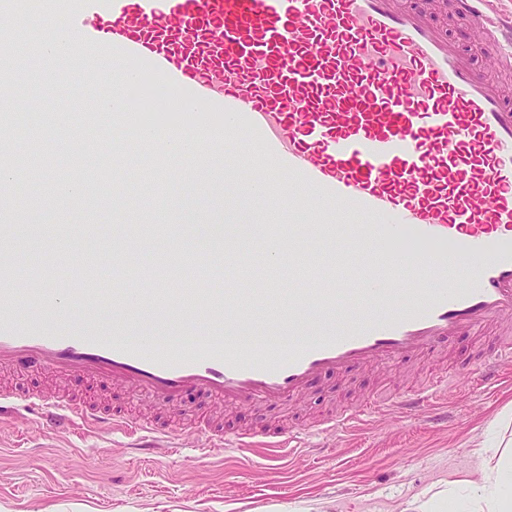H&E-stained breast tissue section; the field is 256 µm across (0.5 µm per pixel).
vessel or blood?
<instances>
[{
  "mask_svg": "<svg viewBox=\"0 0 512 512\" xmlns=\"http://www.w3.org/2000/svg\"><path fill=\"white\" fill-rule=\"evenodd\" d=\"M0 0V173H14L10 144L21 113H46L52 99L112 115V178L100 183L125 244L159 218L174 220L167 188L184 167L199 173L224 206L227 289L178 303L113 277L112 301L83 289L62 326L8 318L20 297L14 264H0V408L23 403L46 429L81 420L107 431L136 422L135 445L148 450L193 446L265 450L314 434L342 439L379 418L446 420L447 379L404 394L351 403L315 425L285 432L225 434L221 414L187 428L159 421L192 393L224 403L298 402L322 374L408 362L435 352L448 334L482 336L476 383L495 388L512 367V92L470 58L473 34L485 37L512 67V13L493 0H449L460 25L444 28L413 0ZM45 49L66 39L80 63L79 83L59 67L39 88L15 85L18 59L32 49L25 27ZM155 78L173 104L146 111L137 89ZM153 150L149 172L127 166L129 144ZM185 149L172 163L175 149ZM224 176L212 179L215 168ZM139 183L152 205L137 209L128 186ZM255 199L251 220L267 238L310 245L297 263L241 246L242 198ZM50 195L0 193V241L14 242L19 208L54 218ZM310 271L305 288L249 282L256 264ZM338 287H331V279ZM153 305L149 335H132L129 299ZM110 306L112 327L78 321L86 308ZM209 313L201 349L164 344L172 322ZM288 337L286 352H248L250 326ZM39 374L43 388L21 392L12 375ZM102 383L148 396L152 412L131 419L68 380Z\"/></svg>",
  "mask_w": 512,
  "mask_h": 512,
  "instance_id": "b4317fda",
  "label": "vessel or blood"
}]
</instances>
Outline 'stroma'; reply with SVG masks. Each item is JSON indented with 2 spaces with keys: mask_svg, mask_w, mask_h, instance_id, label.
I'll list each match as a JSON object with an SVG mask.
<instances>
[{
  "mask_svg": "<svg viewBox=\"0 0 512 512\" xmlns=\"http://www.w3.org/2000/svg\"><path fill=\"white\" fill-rule=\"evenodd\" d=\"M77 146L74 127L56 137L40 115L22 114L14 145L20 162L49 155L54 166L44 170L40 181L19 179L14 194L53 191ZM185 187L194 191L198 224L223 229V208L205 193L194 173H186L172 187V197H179ZM57 207L63 213L60 222L34 227L24 217L18 223L28 232L18 247L33 265L61 252L67 268L63 277L46 281L18 272L23 302L13 316L21 322H49V301L65 302L66 291L82 289L78 270L85 255L98 250L90 244L62 251L60 236H80L86 224L65 202ZM149 237V251L127 249L129 269L146 274L174 261L175 251L189 254L199 246L197 240L173 235L168 224L153 225ZM483 346L480 337L459 336L444 344L442 360L425 357L327 374L302 396L301 417L320 418L332 406L367 398L384 385L400 393L437 374L455 377L458 385L448 391L446 423L378 419L346 446L279 461L231 449L215 450L204 462L196 460L191 448L146 454L129 447L119 434L44 430L17 415L1 417L0 512H300L309 506L321 512H399L401 503L422 489L471 476L477 464L474 443L491 438L495 420H512V377L490 392L472 386V359ZM288 414L280 403L235 405L224 411V428H278Z\"/></svg>",
  "mask_w": 512,
  "mask_h": 512,
  "instance_id": "1",
  "label": "stroma"
}]
</instances>
